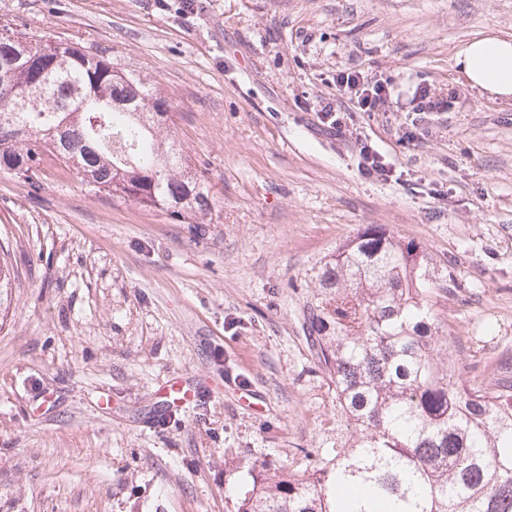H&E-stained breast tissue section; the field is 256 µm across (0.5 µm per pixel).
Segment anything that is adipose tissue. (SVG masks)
I'll return each mask as SVG.
<instances>
[{"label":"adipose tissue","mask_w":512,"mask_h":512,"mask_svg":"<svg viewBox=\"0 0 512 512\" xmlns=\"http://www.w3.org/2000/svg\"><path fill=\"white\" fill-rule=\"evenodd\" d=\"M457 64L469 85L501 98H512V39L489 34L465 47Z\"/></svg>","instance_id":"adipose-tissue-1"}]
</instances>
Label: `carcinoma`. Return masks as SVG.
I'll use <instances>...</instances> for the list:
<instances>
[{"instance_id": "cac0c4a2", "label": "carcinoma", "mask_w": 512, "mask_h": 512, "mask_svg": "<svg viewBox=\"0 0 512 512\" xmlns=\"http://www.w3.org/2000/svg\"><path fill=\"white\" fill-rule=\"evenodd\" d=\"M16 40L35 67L12 64ZM170 109L156 82L102 52L0 38V172L35 191L49 157L92 196L211 223L208 182L178 147ZM435 265L383 224L336 247L308 314L335 388L336 448L309 474L254 467L238 512H512V378L462 383L431 314Z\"/></svg>"}]
</instances>
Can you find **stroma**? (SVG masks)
<instances>
[{"label": "stroma", "instance_id": "35a3bbf8", "mask_svg": "<svg viewBox=\"0 0 512 512\" xmlns=\"http://www.w3.org/2000/svg\"><path fill=\"white\" fill-rule=\"evenodd\" d=\"M4 27L157 81L216 206L182 224L51 159L35 193L0 172V512H237L253 463L312 472L336 399L304 314L368 224L447 270L432 312L462 380L512 372V100L456 65L512 38V0H0ZM352 67L391 80L379 111L337 90ZM424 88L453 106L404 142ZM328 104L349 136L321 126ZM363 141L393 176L359 171ZM174 375L202 393L165 415Z\"/></svg>", "mask_w": 512, "mask_h": 512}]
</instances>
